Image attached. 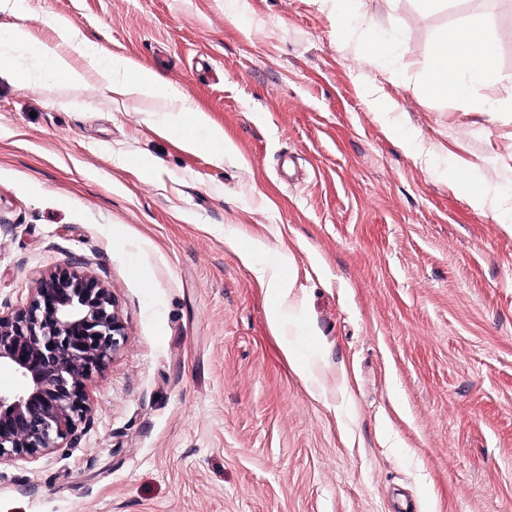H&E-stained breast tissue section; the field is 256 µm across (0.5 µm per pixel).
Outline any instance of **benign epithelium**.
Instances as JSON below:
<instances>
[{"instance_id": "1", "label": "benign epithelium", "mask_w": 512, "mask_h": 512, "mask_svg": "<svg viewBox=\"0 0 512 512\" xmlns=\"http://www.w3.org/2000/svg\"><path fill=\"white\" fill-rule=\"evenodd\" d=\"M125 342L109 289L80 260L41 274L25 304L0 312V465L76 447L92 408L87 383Z\"/></svg>"}]
</instances>
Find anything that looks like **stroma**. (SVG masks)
Instances as JSON below:
<instances>
[{
  "label": "stroma",
  "mask_w": 512,
  "mask_h": 512,
  "mask_svg": "<svg viewBox=\"0 0 512 512\" xmlns=\"http://www.w3.org/2000/svg\"><path fill=\"white\" fill-rule=\"evenodd\" d=\"M398 76L340 49L318 0H17L0 51L64 20L180 87L215 161L148 101L0 76V309L77 258L125 342L81 443L0 467V512H512V112L430 88L438 36L478 23L512 74V0H365ZM392 106L375 112L368 90ZM424 150L415 156L397 128ZM261 265L292 283L272 327ZM312 375L293 369L284 353ZM470 199L476 210L483 211L492 208L497 214V222L512 223V197L510 195H490L486 191H472Z\"/></svg>",
  "instance_id": "stroma-1"
}]
</instances>
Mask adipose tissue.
<instances>
[{
	"mask_svg": "<svg viewBox=\"0 0 512 512\" xmlns=\"http://www.w3.org/2000/svg\"><path fill=\"white\" fill-rule=\"evenodd\" d=\"M336 24L340 48L364 50L370 63H387L392 50L387 41L375 35L372 23L361 11L359 0H319ZM55 41L32 44L24 30L10 32L8 42L29 54L31 64L18 69L16 60L0 56V74L24 82H40L65 76L83 81L84 72L73 68L61 45L74 46L83 57L87 69L94 71L101 84L113 92L160 101L166 121L185 130V142L192 148L209 149L216 160L224 158V132L210 126L205 114L181 91L165 86L150 69L134 67L119 56H103L99 47L81 39L66 23L54 24ZM496 55L483 31L472 25H461L442 32L430 57V80L435 90L449 92L470 100L477 98L481 86L489 81H502Z\"/></svg>",
	"mask_w": 512,
	"mask_h": 512,
	"instance_id": "ef3b65f1",
	"label": "adipose tissue"
}]
</instances>
